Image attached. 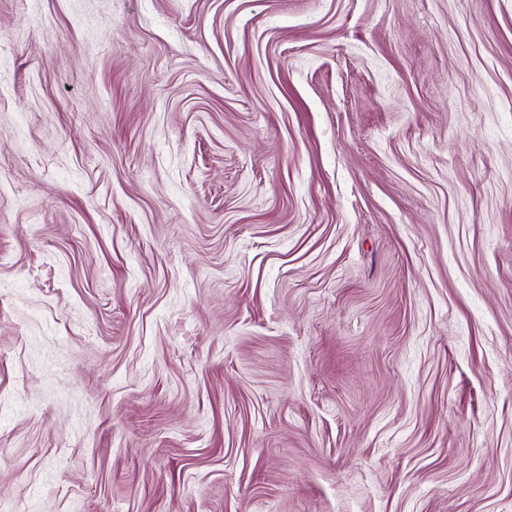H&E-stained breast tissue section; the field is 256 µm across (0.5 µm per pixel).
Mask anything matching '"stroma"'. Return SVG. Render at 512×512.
I'll return each instance as SVG.
<instances>
[{
    "mask_svg": "<svg viewBox=\"0 0 512 512\" xmlns=\"http://www.w3.org/2000/svg\"><path fill=\"white\" fill-rule=\"evenodd\" d=\"M0 512H512V0H0Z\"/></svg>",
    "mask_w": 512,
    "mask_h": 512,
    "instance_id": "stroma-1",
    "label": "stroma"
}]
</instances>
